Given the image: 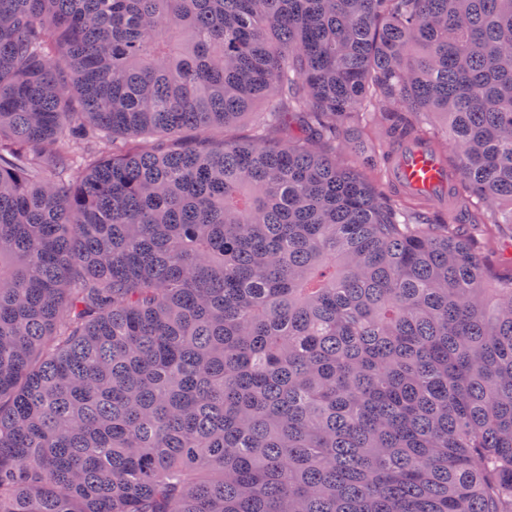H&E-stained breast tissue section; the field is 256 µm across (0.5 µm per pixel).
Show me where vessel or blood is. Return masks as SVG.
<instances>
[{
    "mask_svg": "<svg viewBox=\"0 0 512 512\" xmlns=\"http://www.w3.org/2000/svg\"><path fill=\"white\" fill-rule=\"evenodd\" d=\"M392 177L399 185L426 194H437L446 189L442 169L422 142L402 146Z\"/></svg>",
    "mask_w": 512,
    "mask_h": 512,
    "instance_id": "1",
    "label": "vessel or blood"
}]
</instances>
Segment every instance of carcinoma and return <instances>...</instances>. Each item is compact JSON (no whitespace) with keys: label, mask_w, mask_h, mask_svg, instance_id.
I'll return each instance as SVG.
<instances>
[{"label":"carcinoma","mask_w":512,"mask_h":512,"mask_svg":"<svg viewBox=\"0 0 512 512\" xmlns=\"http://www.w3.org/2000/svg\"><path fill=\"white\" fill-rule=\"evenodd\" d=\"M373 102L512 224V0H0V512H512V272ZM367 132L355 142L351 153L347 154V158L349 163L356 166L369 181L380 186L375 179V172L377 168L385 165L382 145ZM392 177L399 185L426 194L444 192L447 185L442 169L423 142L402 146Z\"/></svg>","instance_id":"1"}]
</instances>
